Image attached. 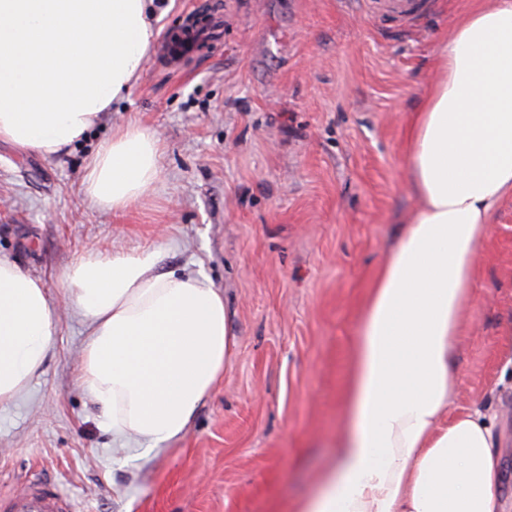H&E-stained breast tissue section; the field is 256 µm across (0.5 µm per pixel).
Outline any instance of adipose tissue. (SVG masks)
I'll return each instance as SVG.
<instances>
[{"label":"adipose tissue","instance_id":"ef3b65f1","mask_svg":"<svg viewBox=\"0 0 512 512\" xmlns=\"http://www.w3.org/2000/svg\"><path fill=\"white\" fill-rule=\"evenodd\" d=\"M150 0H0V140L66 152L140 77ZM409 132L421 206L400 230L360 320L348 428L299 512H512L494 416L456 405L461 316L499 204L512 195V0L468 11ZM160 144L133 125L86 168L92 204L124 212L157 179ZM158 251L89 255L64 277L86 323L81 385L113 440L143 458L180 440L230 368L223 293ZM45 283L0 255V403L24 394L53 347Z\"/></svg>","mask_w":512,"mask_h":512}]
</instances>
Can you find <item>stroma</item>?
I'll return each instance as SVG.
<instances>
[{"label": "stroma", "instance_id": "35a3bbf8", "mask_svg": "<svg viewBox=\"0 0 512 512\" xmlns=\"http://www.w3.org/2000/svg\"><path fill=\"white\" fill-rule=\"evenodd\" d=\"M224 37L138 81L66 153L0 142V254L65 304V272L150 247L162 270L224 293L236 356L187 434L146 460L81 388L82 318L64 313L43 374L0 404V497L38 478L75 512H294L332 466L360 314L404 219L409 128L439 50L481 0H219ZM136 124L161 140L158 180L122 217L92 204L86 166ZM460 406L512 430V195L491 221L462 316ZM373 7L384 13L406 17L416 12L420 0H368Z\"/></svg>", "mask_w": 512, "mask_h": 512}]
</instances>
